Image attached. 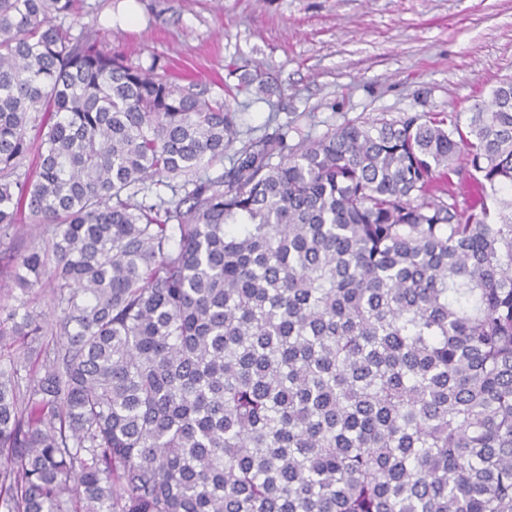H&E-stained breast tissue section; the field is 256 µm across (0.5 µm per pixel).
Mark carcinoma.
<instances>
[{"mask_svg": "<svg viewBox=\"0 0 512 512\" xmlns=\"http://www.w3.org/2000/svg\"><path fill=\"white\" fill-rule=\"evenodd\" d=\"M73 12L0 0V231L51 228L13 280L59 310L0 326L43 368L0 367V512H512V80L273 164Z\"/></svg>", "mask_w": 512, "mask_h": 512, "instance_id": "cac0c4a2", "label": "carcinoma"}]
</instances>
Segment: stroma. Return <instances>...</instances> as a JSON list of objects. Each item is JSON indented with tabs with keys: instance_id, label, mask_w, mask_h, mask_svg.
<instances>
[{
	"instance_id": "1",
	"label": "stroma",
	"mask_w": 512,
	"mask_h": 512,
	"mask_svg": "<svg viewBox=\"0 0 512 512\" xmlns=\"http://www.w3.org/2000/svg\"><path fill=\"white\" fill-rule=\"evenodd\" d=\"M76 0L100 46L164 65L206 100H228L239 143L288 146L348 122L429 114L467 121L512 79V0ZM23 216L0 232V308L52 315L53 294L21 292L16 258L49 238Z\"/></svg>"
}]
</instances>
